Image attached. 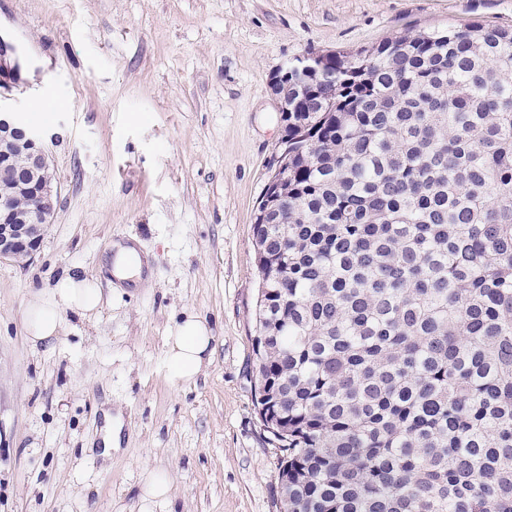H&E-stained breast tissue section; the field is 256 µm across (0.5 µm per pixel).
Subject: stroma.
<instances>
[{"label":"stroma","mask_w":512,"mask_h":512,"mask_svg":"<svg viewBox=\"0 0 512 512\" xmlns=\"http://www.w3.org/2000/svg\"><path fill=\"white\" fill-rule=\"evenodd\" d=\"M474 22L512 26V0H0L28 62L14 104L46 102L58 191L34 255L0 260V512H140L148 468L173 474L154 512H278L253 353V224L282 134L270 76L312 50ZM116 235L140 242L150 287L113 284ZM69 272L101 309H61L60 340L32 345L28 301ZM185 312L216 336L192 384L164 361Z\"/></svg>","instance_id":"1"}]
</instances>
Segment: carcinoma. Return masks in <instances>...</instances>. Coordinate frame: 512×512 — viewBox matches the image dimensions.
I'll return each instance as SVG.
<instances>
[{"instance_id":"cac0c4a2","label":"carcinoma","mask_w":512,"mask_h":512,"mask_svg":"<svg viewBox=\"0 0 512 512\" xmlns=\"http://www.w3.org/2000/svg\"><path fill=\"white\" fill-rule=\"evenodd\" d=\"M254 344L286 512H512V27L280 83Z\"/></svg>"}]
</instances>
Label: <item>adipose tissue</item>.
<instances>
[{
	"label": "adipose tissue",
	"mask_w": 512,
	"mask_h": 512,
	"mask_svg": "<svg viewBox=\"0 0 512 512\" xmlns=\"http://www.w3.org/2000/svg\"><path fill=\"white\" fill-rule=\"evenodd\" d=\"M101 291L93 281L66 274L58 279L50 295L34 297L25 311V327L30 342H53L61 329L60 307L78 312L96 310ZM215 339L208 321L195 314L182 316L171 328L166 343L165 361L176 380L191 383L211 363Z\"/></svg>",
	"instance_id": "obj_1"
}]
</instances>
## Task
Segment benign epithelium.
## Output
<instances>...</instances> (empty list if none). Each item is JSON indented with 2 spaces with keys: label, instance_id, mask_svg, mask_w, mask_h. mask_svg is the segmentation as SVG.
Segmentation results:
<instances>
[{
  "label": "benign epithelium",
  "instance_id": "1",
  "mask_svg": "<svg viewBox=\"0 0 512 512\" xmlns=\"http://www.w3.org/2000/svg\"><path fill=\"white\" fill-rule=\"evenodd\" d=\"M25 60L19 45L0 35V260L30 257L42 241L46 225L52 223L57 192L46 149L45 132L28 126L25 135V166L29 179L23 184L8 181L12 166V135L19 123L13 109V92L26 84ZM24 193L31 201L32 214H20L11 204L12 198Z\"/></svg>",
  "mask_w": 512,
  "mask_h": 512
}]
</instances>
